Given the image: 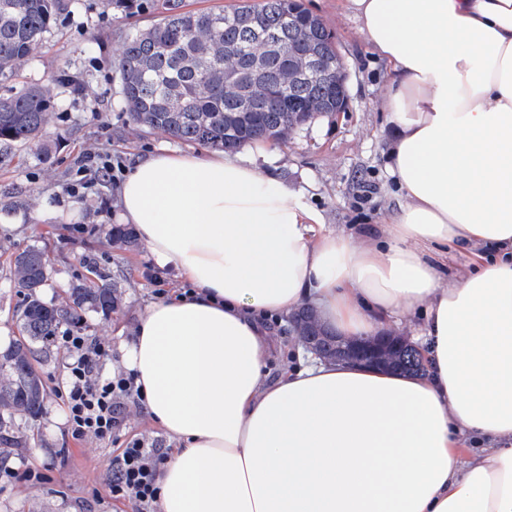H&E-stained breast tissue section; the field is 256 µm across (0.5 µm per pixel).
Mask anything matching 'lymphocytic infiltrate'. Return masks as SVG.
Returning a JSON list of instances; mask_svg holds the SVG:
<instances>
[{"label":"lymphocytic infiltrate","mask_w":512,"mask_h":512,"mask_svg":"<svg viewBox=\"0 0 512 512\" xmlns=\"http://www.w3.org/2000/svg\"><path fill=\"white\" fill-rule=\"evenodd\" d=\"M95 169H78L71 195L98 184H116L125 168L122 156L88 150ZM51 346L66 356L64 373L53 392L66 410L65 434L73 444L94 440L112 446L106 486L112 501L131 512H159L157 478L171 449L159 438L126 436L131 410H145L146 400L136 375L112 365V342L73 326L56 332Z\"/></svg>","instance_id":"obj_1"}]
</instances>
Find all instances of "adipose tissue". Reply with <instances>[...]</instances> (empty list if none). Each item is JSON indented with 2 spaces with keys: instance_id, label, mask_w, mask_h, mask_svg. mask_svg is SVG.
<instances>
[{
  "instance_id": "adipose-tissue-1",
  "label": "adipose tissue",
  "mask_w": 512,
  "mask_h": 512,
  "mask_svg": "<svg viewBox=\"0 0 512 512\" xmlns=\"http://www.w3.org/2000/svg\"><path fill=\"white\" fill-rule=\"evenodd\" d=\"M350 2L390 65L406 200L375 245L242 154L164 150L123 181L124 223L191 287L120 346L179 442L160 512H512V0ZM305 303L348 338L423 316L424 375L317 360L265 381L266 318Z\"/></svg>"
}]
</instances>
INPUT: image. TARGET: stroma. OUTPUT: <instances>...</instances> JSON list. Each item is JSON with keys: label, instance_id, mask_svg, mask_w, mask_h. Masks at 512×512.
<instances>
[{"label": "stroma", "instance_id": "1", "mask_svg": "<svg viewBox=\"0 0 512 512\" xmlns=\"http://www.w3.org/2000/svg\"><path fill=\"white\" fill-rule=\"evenodd\" d=\"M302 3L335 38L346 67L345 108L317 116L288 141L249 143L241 151L271 152L261 170L273 171L289 187L303 191L327 228L352 233L365 243L404 202L388 171L391 130L383 100L389 65L366 43L347 0ZM165 7L166 0H138L132 7L118 0H69L36 56L13 79L18 87L45 83L53 74L62 77L50 84L58 139L49 160H38L32 147L0 151V326L11 337L20 334L21 296L9 278V260L29 245L41 246L49 258L45 302H62L72 284L94 280L96 273L80 262L84 256L96 258L99 271L117 285L115 311H83L85 333L116 343L132 340L140 315L156 300L155 284L145 274L153 264L145 246L130 248L111 235L122 224L118 187H102L110 200L109 209L102 211L94 199L70 196L67 186L89 147L122 156L129 165L162 147L208 153V146L134 127L124 108L113 61L128 32L156 23ZM80 224L87 226V233L77 232ZM269 335L267 378L272 381L284 368L299 366L307 353L290 332L288 320L273 324ZM21 427L29 440L27 451L7 454L0 467H30L45 473L46 480L23 491L0 480V512H92L97 497L104 512H113L104 467L111 450L93 441L64 446L65 413L55 395H48L38 418L23 421Z\"/></svg>", "mask_w": 512, "mask_h": 512}]
</instances>
